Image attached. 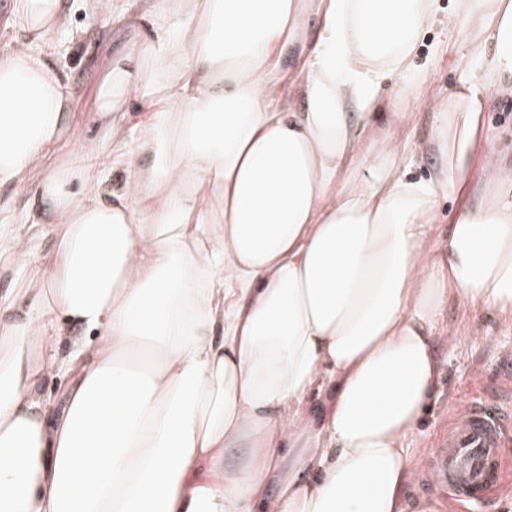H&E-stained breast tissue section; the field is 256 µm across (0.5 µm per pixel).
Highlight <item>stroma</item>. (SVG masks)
Listing matches in <instances>:
<instances>
[{
  "mask_svg": "<svg viewBox=\"0 0 512 512\" xmlns=\"http://www.w3.org/2000/svg\"><path fill=\"white\" fill-rule=\"evenodd\" d=\"M94 2L66 0L67 25L55 62L68 74L73 97L57 153L53 161L43 163L37 170L40 178L78 153L112 154L117 150L111 132L97 113L99 78L114 55L129 50L137 42L139 32L132 22L118 17L89 21ZM456 8V0H438L437 20L422 36L415 59L417 70L428 77L435 95L443 99L470 77L460 61L464 42L456 27ZM488 98L485 119L490 145L512 159V95L493 90ZM393 109L409 113L414 140L425 148L411 170L412 176L428 177L443 162L442 156L428 144L435 125L433 110L409 93L396 98ZM34 221L48 224L52 216L43 204L35 201L32 187L0 186V223L32 233L36 248L51 250L52 235L31 232L30 224ZM442 325L456 332L457 338L451 342L447 337L436 336L435 350L441 366L437 393L428 412L405 441L417 466L408 488L410 512H512V432L506 435L500 450L504 483L487 495L481 508L449 501L444 494H422L417 485L421 478L418 466L440 435L447 432L455 418L454 407L477 399L482 389L504 381L512 372V325H504L495 313L474 314L452 302L443 312Z\"/></svg>",
  "mask_w": 512,
  "mask_h": 512,
  "instance_id": "obj_1",
  "label": "stroma"
}]
</instances>
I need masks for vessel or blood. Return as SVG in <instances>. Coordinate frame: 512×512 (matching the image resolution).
I'll use <instances>...</instances> for the list:
<instances>
[{
    "label": "vessel or blood",
    "mask_w": 512,
    "mask_h": 512,
    "mask_svg": "<svg viewBox=\"0 0 512 512\" xmlns=\"http://www.w3.org/2000/svg\"><path fill=\"white\" fill-rule=\"evenodd\" d=\"M511 431L512 391L496 389L464 405L426 458V492L445 491L453 500L480 504L502 482L499 448Z\"/></svg>",
    "instance_id": "obj_1"
}]
</instances>
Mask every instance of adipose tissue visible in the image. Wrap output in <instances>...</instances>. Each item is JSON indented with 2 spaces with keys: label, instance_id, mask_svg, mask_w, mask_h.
I'll use <instances>...</instances> for the list:
<instances>
[{
  "label": "adipose tissue",
  "instance_id": "1",
  "mask_svg": "<svg viewBox=\"0 0 512 512\" xmlns=\"http://www.w3.org/2000/svg\"><path fill=\"white\" fill-rule=\"evenodd\" d=\"M435 2L97 0L141 32L98 110L116 136L148 120L120 189L107 155L38 182L51 251L0 225L28 279L24 316L0 297V512H408L443 310L512 323V163L484 116L486 89L512 92V0H460L478 76L445 99L411 68ZM62 7L14 0L0 185L63 133ZM402 92L430 100L448 157L425 179L408 113L382 109ZM446 195L464 201L439 234ZM59 372L60 412L37 389Z\"/></svg>",
  "mask_w": 512,
  "mask_h": 512
}]
</instances>
